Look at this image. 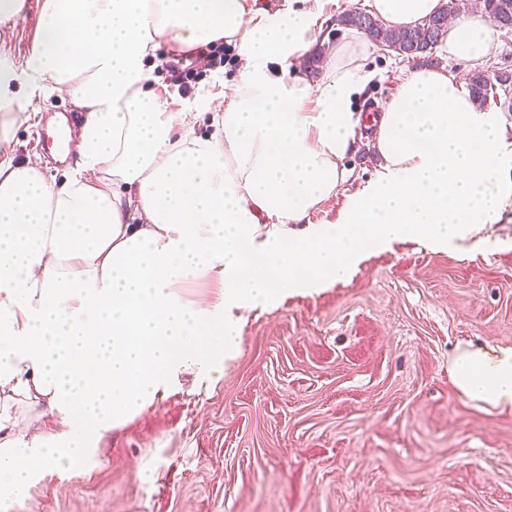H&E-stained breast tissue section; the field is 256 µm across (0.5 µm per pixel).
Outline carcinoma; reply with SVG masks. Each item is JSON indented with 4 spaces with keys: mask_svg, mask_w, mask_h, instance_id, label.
I'll use <instances>...</instances> for the list:
<instances>
[{
    "mask_svg": "<svg viewBox=\"0 0 512 512\" xmlns=\"http://www.w3.org/2000/svg\"><path fill=\"white\" fill-rule=\"evenodd\" d=\"M460 10V0H448L445 9L437 15L414 28L401 31L387 28L369 13L357 10L344 13L337 22L343 28L362 32L374 44L394 51L409 61H415L430 52L444 38L448 15ZM485 10L496 26L512 30V0H485ZM505 82V78L492 77L478 71L469 78V91L473 100L484 106L490 99L497 97L496 85Z\"/></svg>",
    "mask_w": 512,
    "mask_h": 512,
    "instance_id": "1",
    "label": "carcinoma"
}]
</instances>
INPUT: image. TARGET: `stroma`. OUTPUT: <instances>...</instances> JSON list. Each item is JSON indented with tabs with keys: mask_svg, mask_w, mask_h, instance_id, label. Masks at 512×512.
I'll return each instance as SVG.
<instances>
[{
	"mask_svg": "<svg viewBox=\"0 0 512 512\" xmlns=\"http://www.w3.org/2000/svg\"><path fill=\"white\" fill-rule=\"evenodd\" d=\"M0 25V45L22 65L39 21L37 0ZM480 66L432 50L434 67L468 81L476 70L512 77V32ZM377 73L355 109L382 108L416 64L374 49ZM189 88L162 68V83L191 101L237 72L193 63ZM77 129L69 97L40 100L4 146L37 153L62 178L54 121ZM314 223L335 221L347 195L376 175L366 147ZM484 234L491 250L433 251L415 241L372 253L345 283L287 295L255 311L234 359L211 387L184 386L107 433L92 463L47 471L10 512H512V414L478 410L448 378V356L472 342L512 344V223Z\"/></svg>",
	"mask_w": 512,
	"mask_h": 512,
	"instance_id": "1",
	"label": "stroma"
}]
</instances>
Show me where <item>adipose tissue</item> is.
Instances as JSON below:
<instances>
[{
	"label": "adipose tissue",
	"instance_id": "obj_1",
	"mask_svg": "<svg viewBox=\"0 0 512 512\" xmlns=\"http://www.w3.org/2000/svg\"><path fill=\"white\" fill-rule=\"evenodd\" d=\"M442 0H370L411 28ZM23 67L0 61V141L35 98L87 114L63 180L0 153V512L50 469L88 463L100 439L179 389L219 382L247 313L347 281L367 252L415 239L455 249L512 214V127L454 75L403 77L368 140L376 177L335 223L314 211L346 182L363 140L353 103L374 76L351 36L320 76L298 69L323 0H41ZM224 41L240 61L222 97L182 111L151 83L158 50ZM448 55L495 50L482 12L451 22ZM209 116L213 131L197 132ZM200 284V298L182 290ZM456 393L512 413V345L458 346Z\"/></svg>",
	"mask_w": 512,
	"mask_h": 512
}]
</instances>
